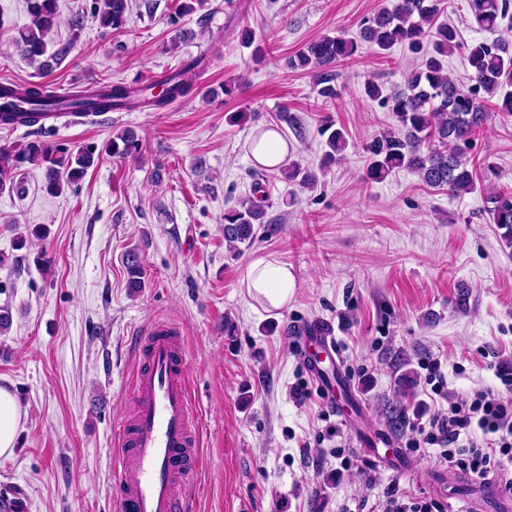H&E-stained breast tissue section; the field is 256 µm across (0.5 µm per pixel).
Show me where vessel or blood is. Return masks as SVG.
<instances>
[{
	"label": "vessel or blood",
	"instance_id": "vessel-or-blood-1",
	"mask_svg": "<svg viewBox=\"0 0 512 512\" xmlns=\"http://www.w3.org/2000/svg\"><path fill=\"white\" fill-rule=\"evenodd\" d=\"M315 336L303 354L309 372H316L319 355L339 359L331 325L310 322ZM141 361L126 384L130 416L113 429L118 473L114 512H190L187 473L200 464L197 452L196 399L189 386V360L179 331L154 325L140 344ZM488 503L512 512L500 483L491 478L472 502L474 512Z\"/></svg>",
	"mask_w": 512,
	"mask_h": 512
}]
</instances>
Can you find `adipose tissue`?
<instances>
[{
    "label": "adipose tissue",
    "mask_w": 512,
    "mask_h": 512,
    "mask_svg": "<svg viewBox=\"0 0 512 512\" xmlns=\"http://www.w3.org/2000/svg\"><path fill=\"white\" fill-rule=\"evenodd\" d=\"M288 154V141L275 127L261 129L253 142L252 158L262 168L280 167ZM244 282L249 296L271 309L285 307L296 287L288 265L269 256L255 258L247 265Z\"/></svg>",
    "instance_id": "ef3b65f1"
}]
</instances>
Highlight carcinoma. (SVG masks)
Listing matches in <instances>:
<instances>
[{
  "instance_id": "obj_1",
  "label": "carcinoma",
  "mask_w": 512,
  "mask_h": 512,
  "mask_svg": "<svg viewBox=\"0 0 512 512\" xmlns=\"http://www.w3.org/2000/svg\"><path fill=\"white\" fill-rule=\"evenodd\" d=\"M441 0H392L362 24L359 38L323 35L301 48L289 58V65L311 74L317 92L334 99L336 64L356 58L361 43L383 54L394 45L405 43L415 53H423L419 66L405 77L404 87L388 94L381 85L366 80V97L393 112L399 129L385 132L365 146L370 156L366 176L371 181L384 179L396 168H407L429 187L447 189L460 196L476 188V171L470 152L487 119L483 110L484 95L500 96V112L512 116V37L502 32L500 22L512 8V0H468L476 29L487 37L467 49L472 69V85L459 88L444 68L443 58L459 47L457 31L447 23L435 24ZM130 0H92L90 15L99 26L120 29L127 23ZM30 23L18 30L13 45L19 54L41 67L68 51L64 47L48 52L46 34L56 18V0H29ZM163 94L154 95V84L124 86L115 84L95 90H79L66 97V102L40 83L25 86L0 85V124L9 126L20 120L36 124L52 112L132 111L144 107L163 108L171 101L186 96L190 84L184 72H175L161 81ZM22 101L26 109L17 108ZM327 135L328 156L341 153L346 138L340 129L327 124L321 131ZM106 150L122 158L137 155L138 144L125 133L112 139ZM96 148H80L64 155L38 140L16 150L0 148V186L11 179L24 163L47 164V191L60 192L62 185L74 184L95 163ZM288 179L305 189L317 185L314 172L294 163L284 169ZM499 172L491 164L483 167L485 212L492 223L503 230L502 237L512 245V194L499 190L495 180ZM266 200L263 184L253 185L252 196L240 206L224 212V240L233 249L251 243L255 225L264 223ZM128 286H142V265L137 253L127 255Z\"/></svg>"
}]
</instances>
